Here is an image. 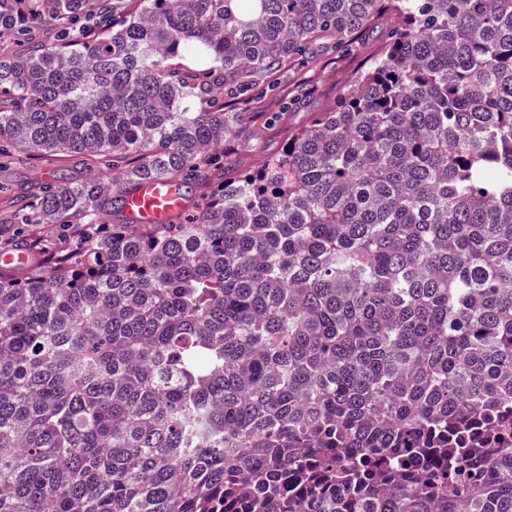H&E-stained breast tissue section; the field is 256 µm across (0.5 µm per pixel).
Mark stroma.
<instances>
[{"label": "stroma", "instance_id": "35a3bbf8", "mask_svg": "<svg viewBox=\"0 0 512 512\" xmlns=\"http://www.w3.org/2000/svg\"><path fill=\"white\" fill-rule=\"evenodd\" d=\"M396 25L394 16H384L354 35L349 46L314 49L305 63L270 73L251 90H217L218 101L243 115V131L231 143L228 162L238 170L255 171L279 156L289 130L302 128L314 113L331 109L348 80L368 69L384 49ZM106 171L104 162L81 155L34 159L14 153L9 162H0V211L14 197L37 195L54 179H95Z\"/></svg>", "mask_w": 512, "mask_h": 512}]
</instances>
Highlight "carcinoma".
<instances>
[{"label":"carcinoma","instance_id":"carcinoma-1","mask_svg":"<svg viewBox=\"0 0 512 512\" xmlns=\"http://www.w3.org/2000/svg\"><path fill=\"white\" fill-rule=\"evenodd\" d=\"M85 2L0 54V153L110 170L0 221L41 257L0 268V512H512V0ZM386 13L334 108L228 164L216 88ZM147 177L207 202L135 224Z\"/></svg>","mask_w":512,"mask_h":512}]
</instances>
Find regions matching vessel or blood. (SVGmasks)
Returning <instances> with one entry per match:
<instances>
[{
	"label": "vessel or blood",
	"instance_id": "b4317fda",
	"mask_svg": "<svg viewBox=\"0 0 512 512\" xmlns=\"http://www.w3.org/2000/svg\"><path fill=\"white\" fill-rule=\"evenodd\" d=\"M186 197L182 189L156 178L140 180L126 198L125 211L137 224H166L183 210Z\"/></svg>",
	"mask_w": 512,
	"mask_h": 512
}]
</instances>
